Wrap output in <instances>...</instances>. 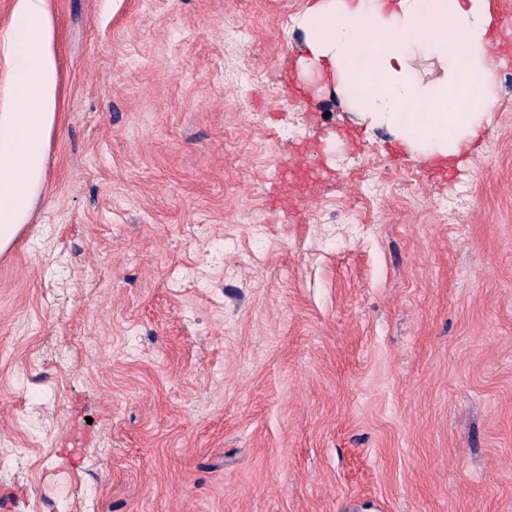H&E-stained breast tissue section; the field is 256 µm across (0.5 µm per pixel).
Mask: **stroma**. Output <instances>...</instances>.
<instances>
[{
  "instance_id": "stroma-1",
  "label": "stroma",
  "mask_w": 512,
  "mask_h": 512,
  "mask_svg": "<svg viewBox=\"0 0 512 512\" xmlns=\"http://www.w3.org/2000/svg\"><path fill=\"white\" fill-rule=\"evenodd\" d=\"M311 3L51 0L7 512H512V30L491 124L425 158L309 92Z\"/></svg>"
}]
</instances>
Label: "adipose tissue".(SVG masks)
Returning <instances> with one entry per match:
<instances>
[{
  "label": "adipose tissue",
  "mask_w": 512,
  "mask_h": 512,
  "mask_svg": "<svg viewBox=\"0 0 512 512\" xmlns=\"http://www.w3.org/2000/svg\"><path fill=\"white\" fill-rule=\"evenodd\" d=\"M50 0H13L0 34V254L29 224L57 130L58 54ZM491 0H314L301 27L309 70L330 71L350 111L372 114L412 151L459 153L490 121L498 65ZM436 58L441 77L415 63Z\"/></svg>",
  "instance_id": "adipose-tissue-1"
}]
</instances>
